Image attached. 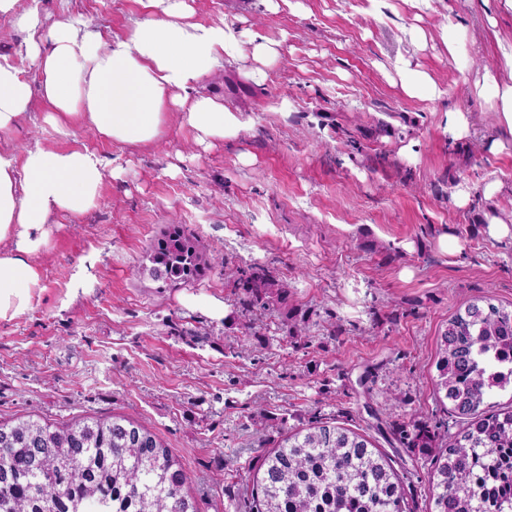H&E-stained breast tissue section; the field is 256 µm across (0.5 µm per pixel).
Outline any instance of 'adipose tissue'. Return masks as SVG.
I'll return each mask as SVG.
<instances>
[{
    "label": "adipose tissue",
    "instance_id": "ef3b65f1",
    "mask_svg": "<svg viewBox=\"0 0 512 512\" xmlns=\"http://www.w3.org/2000/svg\"><path fill=\"white\" fill-rule=\"evenodd\" d=\"M19 0H0V17L31 34L25 54L40 72L31 85L0 54V136L13 133L35 98L52 107L45 117L56 134L76 126L126 144H152L167 113L178 109L200 139L235 137L239 113L198 89L212 66L232 54L235 38L224 24L188 22L186 0H161L160 11L104 41L81 20L43 25ZM103 159L87 149L53 151L34 145L23 155L0 149V323L25 313L40 286L33 255L61 213L80 218L94 208L104 182Z\"/></svg>",
    "mask_w": 512,
    "mask_h": 512
}]
</instances>
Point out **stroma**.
<instances>
[{
    "label": "stroma",
    "mask_w": 512,
    "mask_h": 512,
    "mask_svg": "<svg viewBox=\"0 0 512 512\" xmlns=\"http://www.w3.org/2000/svg\"><path fill=\"white\" fill-rule=\"evenodd\" d=\"M186 2L189 21L226 23L237 42L203 82L240 113L234 139L198 142L174 109L151 145L82 128L64 139L38 97L0 142L19 154L87 147L106 162L98 205L50 224L30 309L0 324V421L129 418L181 461L201 512H244L268 451L317 413L366 435L411 512H428L431 462L396 447L388 424L424 419L451 438L459 424L434 393L438 331L475 297L512 303V234L487 224L512 214V134L475 89L487 71L512 78L500 52L512 12L500 0ZM20 5L106 37L149 12L147 0ZM451 21L453 52L442 39ZM261 41L274 52L259 59ZM405 68L427 74L433 93L408 95ZM455 111L472 126L453 141ZM171 224L218 267L169 286L143 273ZM445 237L458 252L441 248ZM252 263L287 282L286 303L243 308L224 270ZM291 308L307 344L288 335Z\"/></svg>",
    "instance_id": "obj_1"
}]
</instances>
